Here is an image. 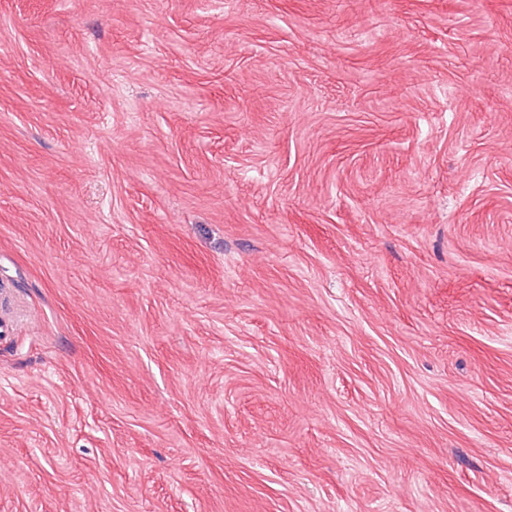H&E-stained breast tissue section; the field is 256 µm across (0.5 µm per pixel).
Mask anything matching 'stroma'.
<instances>
[{"label":"stroma","mask_w":512,"mask_h":512,"mask_svg":"<svg viewBox=\"0 0 512 512\" xmlns=\"http://www.w3.org/2000/svg\"><path fill=\"white\" fill-rule=\"evenodd\" d=\"M0 0V512H512V0Z\"/></svg>","instance_id":"1"}]
</instances>
